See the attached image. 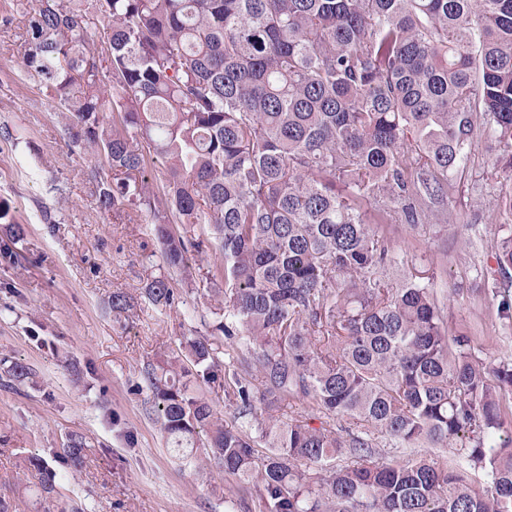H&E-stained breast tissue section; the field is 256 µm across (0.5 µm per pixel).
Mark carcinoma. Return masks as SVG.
<instances>
[{"label":"carcinoma","instance_id":"cac0c4a2","mask_svg":"<svg viewBox=\"0 0 512 512\" xmlns=\"http://www.w3.org/2000/svg\"><path fill=\"white\" fill-rule=\"evenodd\" d=\"M29 28L25 69L112 170L100 209L152 216L165 272L145 297L171 305L176 278L222 286L212 331L237 340L224 395L242 426L194 394L189 376L212 380L218 357L187 337L198 371L143 374L171 447L209 430V453L266 512H512V437L489 443L512 366L450 347L431 290L380 276L397 260L378 230L448 220L477 128L512 163V0H36ZM153 158L167 163L155 189ZM495 260L509 273L511 237ZM301 398L347 436L277 416ZM376 434L402 448L464 437L486 483L439 456L379 462ZM85 459L70 437L62 467Z\"/></svg>","mask_w":512,"mask_h":512}]
</instances>
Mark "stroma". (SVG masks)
Returning a JSON list of instances; mask_svg holds the SVG:
<instances>
[{
    "label": "stroma",
    "mask_w": 512,
    "mask_h": 512,
    "mask_svg": "<svg viewBox=\"0 0 512 512\" xmlns=\"http://www.w3.org/2000/svg\"><path fill=\"white\" fill-rule=\"evenodd\" d=\"M0 201L24 234L0 257V500L12 512H265L253 490L205 449L170 447L142 380L144 364L170 354L222 301L209 288L178 285L175 302L157 307L141 290L163 261L149 213L105 212L96 201L104 160L72 143L53 93L28 73L20 55L28 17L0 0ZM454 221L386 224L402 269L432 288L449 336L468 337L485 364L512 363V319L498 302L512 281L496 271L497 242L512 226L491 219L512 168L475 143L454 173ZM132 298L110 306L113 291ZM31 368L24 381L14 364ZM89 450L81 471L55 467L44 493L24 457L51 459L72 435Z\"/></svg>",
    "instance_id": "stroma-1"
}]
</instances>
